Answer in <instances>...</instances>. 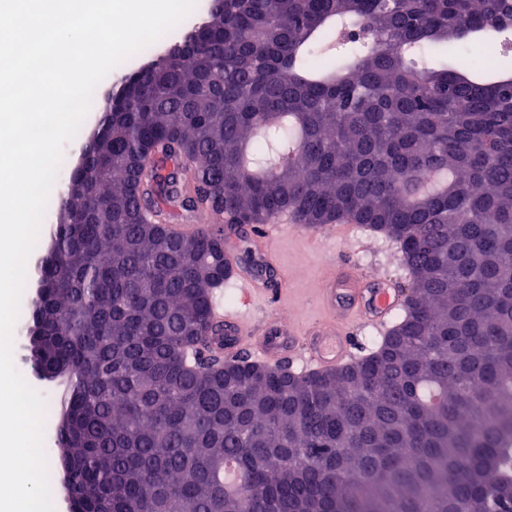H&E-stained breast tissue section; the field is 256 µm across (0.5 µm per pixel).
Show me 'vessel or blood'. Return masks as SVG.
Returning a JSON list of instances; mask_svg holds the SVG:
<instances>
[{"instance_id":"vessel-or-blood-1","label":"vessel or blood","mask_w":512,"mask_h":512,"mask_svg":"<svg viewBox=\"0 0 512 512\" xmlns=\"http://www.w3.org/2000/svg\"><path fill=\"white\" fill-rule=\"evenodd\" d=\"M290 214L266 225L259 236L257 256L252 260L229 252L234 275L233 288L240 294L238 306L224 305L223 292L210 299L212 319L224 330V355L240 356L268 363L290 360L305 372H328L356 361L355 333L361 328L384 331L403 306L402 291L393 282L364 275L360 270L337 266L326 260L317 286L308 300L313 313L309 319L288 320L278 316L257 324L251 308L269 299L282 304L291 295V274L281 263L277 242L284 225L292 223ZM355 231L351 224H329L316 233H303L304 241L346 243ZM276 271L278 287L268 293L261 269Z\"/></svg>"}]
</instances>
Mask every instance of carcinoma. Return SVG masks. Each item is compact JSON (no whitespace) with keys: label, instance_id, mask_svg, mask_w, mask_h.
I'll return each mask as SVG.
<instances>
[{"label":"carcinoma","instance_id":"1","mask_svg":"<svg viewBox=\"0 0 512 512\" xmlns=\"http://www.w3.org/2000/svg\"><path fill=\"white\" fill-rule=\"evenodd\" d=\"M339 20L372 44L315 61ZM509 27L512 0H227L113 85L25 313L73 512H512V64L481 35ZM283 212L396 239L403 314L339 370L226 377L228 232Z\"/></svg>","mask_w":512,"mask_h":512}]
</instances>
